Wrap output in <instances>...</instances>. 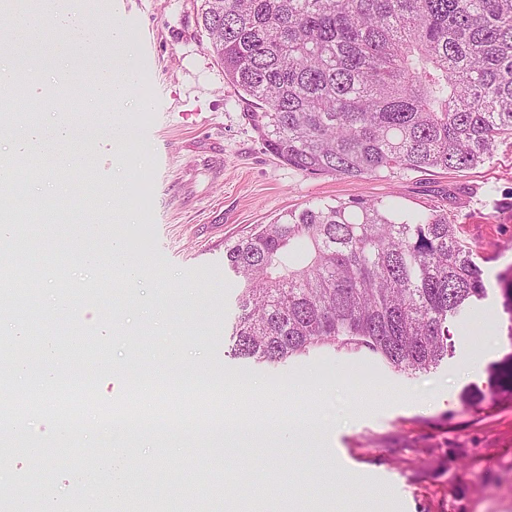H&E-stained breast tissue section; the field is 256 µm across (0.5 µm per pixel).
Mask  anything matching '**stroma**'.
<instances>
[{"label":"stroma","mask_w":512,"mask_h":512,"mask_svg":"<svg viewBox=\"0 0 512 512\" xmlns=\"http://www.w3.org/2000/svg\"><path fill=\"white\" fill-rule=\"evenodd\" d=\"M197 0H90L101 30L132 32L139 70L121 112L99 114L120 140H104L92 180H78L68 210L25 231L49 239L32 259L61 262L112 243L136 260V290L93 297L83 318L112 310L128 335L108 352L129 370L147 355L179 380L238 374L253 386L317 395L305 407L313 428L282 427L267 437L223 430L201 438L128 436L120 459L131 494L114 496L112 462L61 474L37 495L70 512H128L135 497L195 490L197 512H512V400L489 394L488 368L512 352V313L497 276L512 265V137L472 169L352 180L311 176L263 146L248 107L224 79L197 21ZM126 202L101 216L113 183ZM352 198L399 210L447 211L476 246L487 296L453 329L455 349L430 372L406 374L367 352L331 348L279 363L234 357L230 337L241 280L224 251L284 212ZM366 370L352 378L350 366ZM486 394L463 406V394Z\"/></svg>","instance_id":"35a3bbf8"}]
</instances>
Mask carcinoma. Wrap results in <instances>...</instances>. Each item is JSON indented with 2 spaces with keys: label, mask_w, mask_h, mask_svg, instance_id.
Returning a JSON list of instances; mask_svg holds the SVG:
<instances>
[{
  "label": "carcinoma",
  "mask_w": 512,
  "mask_h": 512,
  "mask_svg": "<svg viewBox=\"0 0 512 512\" xmlns=\"http://www.w3.org/2000/svg\"><path fill=\"white\" fill-rule=\"evenodd\" d=\"M198 16L263 145L307 175L466 170L512 136V0H201ZM39 211L5 204L0 224ZM475 252L446 212L291 211L225 250L243 282L233 355L333 346L428 372L448 319L486 295ZM491 375L512 396V354Z\"/></svg>",
  "instance_id": "obj_1"
}]
</instances>
